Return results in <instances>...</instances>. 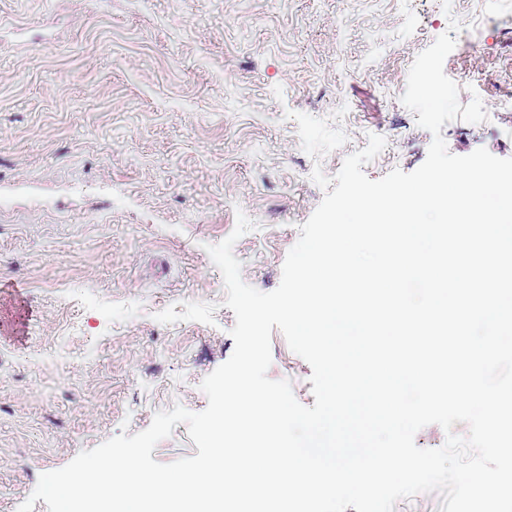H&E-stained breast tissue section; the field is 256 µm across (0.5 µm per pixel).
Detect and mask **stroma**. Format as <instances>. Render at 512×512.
I'll return each mask as SVG.
<instances>
[{
	"label": "stroma",
	"mask_w": 512,
	"mask_h": 512,
	"mask_svg": "<svg viewBox=\"0 0 512 512\" xmlns=\"http://www.w3.org/2000/svg\"><path fill=\"white\" fill-rule=\"evenodd\" d=\"M454 19L480 42L444 72L487 118L441 134L512 158V0H0V512L156 412L206 408L235 324L207 246L244 212L241 276L273 291L325 195L314 167L377 134L369 179L417 169L432 135L401 97ZM297 112L345 143L313 158ZM311 373L273 330L269 378L310 407Z\"/></svg>",
	"instance_id": "obj_1"
}]
</instances>
